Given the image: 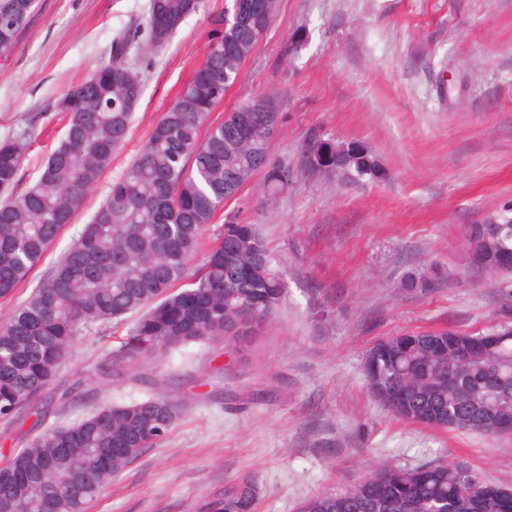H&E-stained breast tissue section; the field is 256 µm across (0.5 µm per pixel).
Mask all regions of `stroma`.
Listing matches in <instances>:
<instances>
[{
	"mask_svg": "<svg viewBox=\"0 0 512 512\" xmlns=\"http://www.w3.org/2000/svg\"><path fill=\"white\" fill-rule=\"evenodd\" d=\"M231 0H202L162 46L134 43L143 93L129 140L85 197L28 285L0 300V322L69 248L113 180L208 52L214 17ZM149 0H39L15 51L0 57V141L33 123L15 192L34 183L64 135L56 100L111 58L112 39L148 17ZM282 115L274 160L296 167L308 136L359 140L384 175L344 183L298 172L276 198L255 175L218 212L258 225L287 285L249 341L193 344L162 369L179 417L87 512H197L210 492L245 474L255 512H297L319 492L353 485L377 463L461 462L512 488V436L492 438L406 423L368 394L363 364L377 341L445 327L474 333L512 321V284L477 272L465 225L512 200V0H280L266 39L244 63L212 120L247 96ZM439 266L426 293L406 273ZM127 325L83 331L45 391L46 425L70 424L112 401L145 397L151 362L125 382L91 378Z\"/></svg>",
	"mask_w": 512,
	"mask_h": 512,
	"instance_id": "stroma-1",
	"label": "stroma"
}]
</instances>
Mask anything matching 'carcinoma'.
Instances as JSON below:
<instances>
[{"label": "carcinoma", "instance_id": "1", "mask_svg": "<svg viewBox=\"0 0 512 512\" xmlns=\"http://www.w3.org/2000/svg\"><path fill=\"white\" fill-rule=\"evenodd\" d=\"M35 0H0V57L10 55ZM198 8V0H150L173 28L145 23L159 47ZM279 4L250 24L215 20L205 60L154 125L127 168L50 274L0 323V418L23 408L43 424L37 398L54 381L75 337L100 323L135 317L100 373L116 382L126 363H161L192 343H215L237 326L250 338L280 305L283 276L253 224L225 221L202 262L201 239L224 202L261 172L266 195L281 194L293 171L269 156V130L279 113L239 103L209 121L215 87L229 90L255 49L251 29L272 25ZM133 38L112 40V59L78 84L83 111L71 113L64 137L22 193L0 202V299H10L72 223L86 192L127 142L143 85L128 63ZM127 100L124 112L112 100ZM32 130L0 143V190L17 182ZM300 166L348 183L381 177L377 155L358 140L323 134L303 146ZM471 265L512 277V204L467 225ZM437 275L409 273L404 286L426 291ZM363 371L370 395L391 416L428 428L490 437L512 435V325L478 335L439 329L376 342ZM177 419L163 396L113 402L68 425L43 430L0 466V505L15 512H86L89 504ZM251 476L205 499L200 512H254ZM299 512H512V491L484 481L469 466L440 461L384 462L340 492L315 494Z\"/></svg>", "mask_w": 512, "mask_h": 512}]
</instances>
